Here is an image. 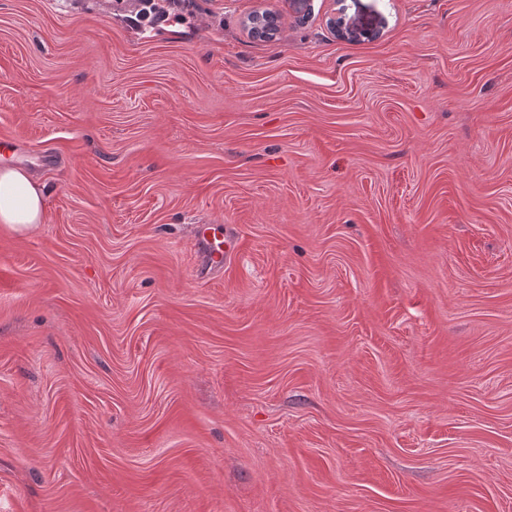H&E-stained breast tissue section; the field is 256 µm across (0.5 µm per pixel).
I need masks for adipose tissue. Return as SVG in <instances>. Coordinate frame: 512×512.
Listing matches in <instances>:
<instances>
[{"label": "adipose tissue", "mask_w": 512, "mask_h": 512, "mask_svg": "<svg viewBox=\"0 0 512 512\" xmlns=\"http://www.w3.org/2000/svg\"><path fill=\"white\" fill-rule=\"evenodd\" d=\"M44 194L28 171L16 166L0 167V224L24 233L44 223Z\"/></svg>", "instance_id": "adipose-tissue-1"}]
</instances>
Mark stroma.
<instances>
[{
	"instance_id": "35a3bbf8",
	"label": "stroma",
	"mask_w": 512,
	"mask_h": 512,
	"mask_svg": "<svg viewBox=\"0 0 512 512\" xmlns=\"http://www.w3.org/2000/svg\"><path fill=\"white\" fill-rule=\"evenodd\" d=\"M2 140L0 512H512V0H0ZM128 11L134 14L137 23L153 25L158 22L168 21L170 17L179 18L180 12L189 4V0H125ZM245 26L255 37L277 35L281 30V16L270 9L257 10L247 17ZM45 218L42 187L28 171L16 166L0 167V224L24 233L44 224ZM196 240L206 259L208 270L222 268L224 261L237 252L235 236L223 224L197 225Z\"/></svg>"
}]
</instances>
